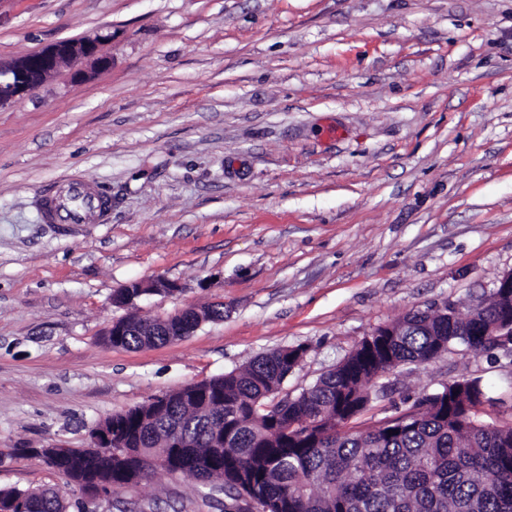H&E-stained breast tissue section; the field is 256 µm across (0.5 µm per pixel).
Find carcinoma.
<instances>
[{"mask_svg": "<svg viewBox=\"0 0 512 512\" xmlns=\"http://www.w3.org/2000/svg\"><path fill=\"white\" fill-rule=\"evenodd\" d=\"M512 306L502 297L462 314L413 310L393 326L398 336L362 338L335 368L291 396L283 385L299 352L275 350L244 369L180 387L166 402L149 400L112 418L129 438L127 450L76 448L53 466L67 484L90 492L114 490L148 477L150 456L171 473L189 475L218 495L243 492L259 512H512V424L489 429L478 418L485 392L477 378L444 385V397L413 401L408 419L385 416L358 428L378 369L427 363L456 349L496 350L473 318L491 321ZM129 330L108 337L125 349L166 344L168 331L143 336L150 318L127 316ZM67 512L55 487L0 489V512Z\"/></svg>", "mask_w": 512, "mask_h": 512, "instance_id": "carcinoma-1", "label": "carcinoma"}]
</instances>
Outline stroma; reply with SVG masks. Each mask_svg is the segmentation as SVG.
<instances>
[{"instance_id":"1","label":"stroma","mask_w":512,"mask_h":512,"mask_svg":"<svg viewBox=\"0 0 512 512\" xmlns=\"http://www.w3.org/2000/svg\"><path fill=\"white\" fill-rule=\"evenodd\" d=\"M110 35L107 69L61 67L0 106V488L63 486L37 448L180 386L305 346L314 384L414 309L466 312L512 270V0H0V61ZM72 181L106 223L49 224ZM172 295L117 307L127 284ZM220 303L161 346L114 320ZM480 378L512 421V360L454 352L389 372L372 419ZM158 470L69 512H215ZM123 293L114 301L122 302L125 304H130L134 301L135 298L140 297L145 294H170L179 290V286L167 279L164 278H154L148 280H141L137 282H132L126 285ZM125 319H128L130 322L129 330H125L123 334L121 333L122 336H113L112 330L117 324V321H114L108 334L109 344L125 349H142L166 344L170 341L171 338L176 337L167 336L170 332L176 331L175 326L172 327L171 331H166L165 329L158 330L156 336H142L138 331V325L152 323L155 321V319L142 318L136 315H129L125 317Z\"/></svg>"}]
</instances>
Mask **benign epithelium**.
I'll use <instances>...</instances> for the list:
<instances>
[{
	"mask_svg": "<svg viewBox=\"0 0 512 512\" xmlns=\"http://www.w3.org/2000/svg\"><path fill=\"white\" fill-rule=\"evenodd\" d=\"M108 37L66 39L54 43L39 52L24 56L8 64L0 63V105L17 97L34 93L45 78L66 65L74 71V77H85L84 66L91 62L99 69L110 64V58L101 54L103 42ZM179 286L164 278L132 282L125 286L117 301L130 304L145 294H170ZM482 336H507L512 341V318L505 317L482 328ZM95 448H124L126 440L112 432V425L99 422L93 427L89 439Z\"/></svg>",
	"mask_w": 512,
	"mask_h": 512,
	"instance_id": "benign-epithelium-1",
	"label": "benign epithelium"
}]
</instances>
